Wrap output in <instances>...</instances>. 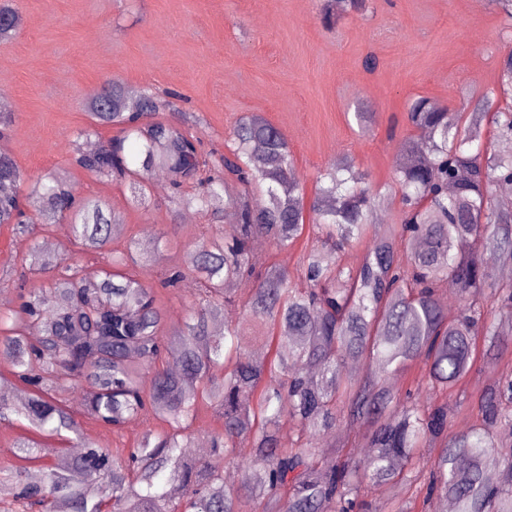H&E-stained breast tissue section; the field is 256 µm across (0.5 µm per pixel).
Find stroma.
Returning a JSON list of instances; mask_svg holds the SVG:
<instances>
[{
  "label": "stroma",
  "instance_id": "obj_1",
  "mask_svg": "<svg viewBox=\"0 0 512 512\" xmlns=\"http://www.w3.org/2000/svg\"><path fill=\"white\" fill-rule=\"evenodd\" d=\"M24 25L0 43V89L15 123L1 141L29 176L52 170L64 176L75 197L105 200L118 218L111 246L129 239L151 244L168 232L165 254L180 265L200 231L220 236L223 222L206 211L172 216L167 182H152L147 207L130 205L126 184L99 180L74 161L72 141L89 123L91 94L118 79L171 96L178 113L199 117L203 152L224 153L236 120L257 113L285 135L295 173L313 193L320 172L336 157H353L373 186L385 189L377 217L398 221L395 159L409 136L408 101L430 97L460 109L465 97L497 86L499 63L512 51L508 28L494 0H373L370 11L324 27L318 0H17ZM374 58L375 70L364 66ZM370 112L369 132L355 112ZM71 242L59 225L37 238L0 225V309L16 306L15 264L33 242ZM128 274L154 286L166 326L179 323L198 298L194 277L177 287L160 285L157 265H129ZM512 371V352L496 363L477 359L472 372L443 399L448 430H467L478 413L482 390ZM83 437L123 455L147 424L135 418L113 432L90 419Z\"/></svg>",
  "mask_w": 512,
  "mask_h": 512
}]
</instances>
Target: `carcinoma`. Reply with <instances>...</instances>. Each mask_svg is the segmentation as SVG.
Returning <instances> with one entry per match:
<instances>
[{"label": "carcinoma", "mask_w": 512, "mask_h": 512, "mask_svg": "<svg viewBox=\"0 0 512 512\" xmlns=\"http://www.w3.org/2000/svg\"><path fill=\"white\" fill-rule=\"evenodd\" d=\"M321 4L326 25L370 8V0ZM22 24L16 0H0V42ZM498 85L508 100L495 109L491 91L455 112L425 96L408 103L413 134L395 161L400 223L380 230L373 217L381 194L350 157L328 166L307 200L287 139L261 115L240 117L228 152L211 165L184 122L154 119L171 109L169 101L107 80L86 103L91 124L75 137L77 164L95 177L129 182L136 207L147 205L148 174L160 169L173 208L224 214V236L202 235L189 246L186 266L166 270L169 286L188 274L201 283L198 304L172 336L162 334L153 289L121 271L129 262H160L163 233L151 246L130 240L92 274L66 250L35 246L22 258L29 274L48 279L23 290L18 308L0 310V376L27 391L19 399L0 393V422L24 419L41 434L71 433L83 452L65 469L44 465L38 482L23 466L1 465L3 512H54L59 501L68 512H361L368 486L420 478L422 507L409 499L395 512H446L450 501L455 512H512V452L494 455L512 440V374L481 393L474 424L451 437L448 404L419 401L425 389L442 394L464 381L477 339L487 360L501 359L507 345L496 320L512 321V281L494 279L486 256L512 266V209L494 197L497 186L512 184L511 51L501 60ZM485 120L493 129L489 142ZM102 125L121 136L83 150L81 141ZM495 140L506 147L495 148ZM229 177L240 192L226 190ZM0 184L25 185L22 198L0 195V224L16 233L34 236L66 223L85 251L110 242L115 217L105 203L76 201L56 172L27 177L0 153ZM254 191L266 196L263 206L249 202ZM305 230L301 287L266 265L258 244L286 249ZM366 240L356 265L324 259L326 249ZM228 281L254 283L241 307L245 318L270 330L267 350L247 352L237 324L214 332L234 300ZM446 288L459 294L453 315ZM35 325L41 336L33 341ZM346 358L375 362L383 375L418 372L397 393L368 371L346 372ZM84 383L96 387L81 405L88 418L120 430L142 417L168 429L149 428L126 457H112L80 436L68 395ZM204 409L216 413L220 427L202 419ZM343 425L358 432L369 455L327 443ZM201 431L211 450L241 471L237 483L184 455ZM426 446L438 448L430 460L420 455ZM49 453L29 437L13 447L19 461ZM168 486L181 495L169 496Z\"/></svg>", "instance_id": "1"}]
</instances>
